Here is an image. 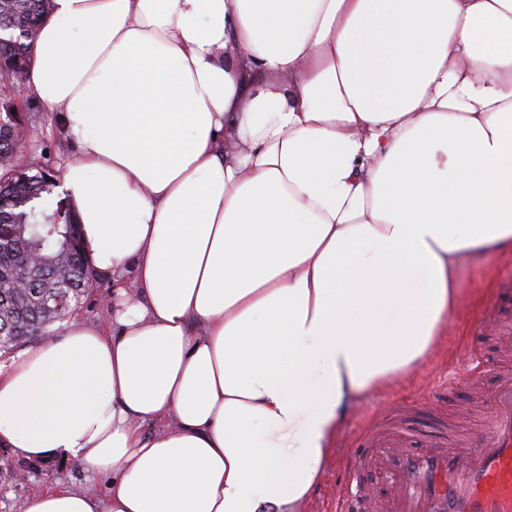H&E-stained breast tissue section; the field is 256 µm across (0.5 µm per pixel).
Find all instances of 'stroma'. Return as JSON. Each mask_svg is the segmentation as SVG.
Wrapping results in <instances>:
<instances>
[{
	"mask_svg": "<svg viewBox=\"0 0 512 512\" xmlns=\"http://www.w3.org/2000/svg\"><path fill=\"white\" fill-rule=\"evenodd\" d=\"M23 120L33 134L30 161L63 169L73 147L62 138L56 114L32 98ZM459 288L460 310L447 348L435 350L405 382L347 413L338 450L305 512H337L340 497L352 484V453L359 436L373 426L397 425L401 406L414 409L409 423L419 448L430 447L440 435L461 441L487 431L483 400L507 366L500 348L512 346V253L464 260ZM59 485L103 499L108 480L70 459L29 462L0 447V512H23L29 497Z\"/></svg>",
	"mask_w": 512,
	"mask_h": 512,
	"instance_id": "stroma-1",
	"label": "stroma"
}]
</instances>
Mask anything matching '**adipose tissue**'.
Here are the masks:
<instances>
[{"label": "adipose tissue", "mask_w": 512, "mask_h": 512, "mask_svg": "<svg viewBox=\"0 0 512 512\" xmlns=\"http://www.w3.org/2000/svg\"><path fill=\"white\" fill-rule=\"evenodd\" d=\"M28 88L137 287L0 365V446L109 479L25 512H301L512 252V0H53Z\"/></svg>", "instance_id": "1"}]
</instances>
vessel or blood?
<instances>
[{"mask_svg": "<svg viewBox=\"0 0 512 512\" xmlns=\"http://www.w3.org/2000/svg\"><path fill=\"white\" fill-rule=\"evenodd\" d=\"M488 400L491 429L472 445L418 450L408 428L368 430L354 457L379 480L366 512H512L511 373L501 374Z\"/></svg>", "mask_w": 512, "mask_h": 512, "instance_id": "b4317fda", "label": "vessel or blood"}]
</instances>
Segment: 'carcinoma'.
Listing matches in <instances>:
<instances>
[{"mask_svg":"<svg viewBox=\"0 0 512 512\" xmlns=\"http://www.w3.org/2000/svg\"><path fill=\"white\" fill-rule=\"evenodd\" d=\"M52 0H0V71L29 70L41 22ZM0 331L7 348L50 335L64 308L92 292L97 279L83 243L76 242V212L57 192L58 171L31 166L16 173V154L26 134L15 119L26 106L19 95L0 101Z\"/></svg>","mask_w":512,"mask_h":512,"instance_id":"obj_1","label":"carcinoma"}]
</instances>
